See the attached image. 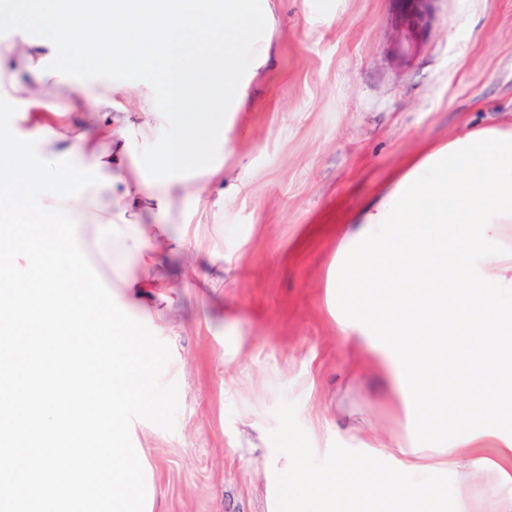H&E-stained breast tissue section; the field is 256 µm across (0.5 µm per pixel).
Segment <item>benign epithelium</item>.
Instances as JSON below:
<instances>
[{
	"label": "benign epithelium",
	"instance_id": "benign-epithelium-1",
	"mask_svg": "<svg viewBox=\"0 0 512 512\" xmlns=\"http://www.w3.org/2000/svg\"><path fill=\"white\" fill-rule=\"evenodd\" d=\"M432 0H393L387 52L398 67L419 52L430 20Z\"/></svg>",
	"mask_w": 512,
	"mask_h": 512
}]
</instances>
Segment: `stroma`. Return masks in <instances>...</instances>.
<instances>
[{
    "mask_svg": "<svg viewBox=\"0 0 512 512\" xmlns=\"http://www.w3.org/2000/svg\"><path fill=\"white\" fill-rule=\"evenodd\" d=\"M389 0H284L277 63L224 152L243 187L198 232L235 262L216 289L189 282L203 260L166 256L174 308L138 319L169 345L174 431L135 421L155 512H268L265 448L288 439L306 464L390 440L415 448L402 397L369 336L347 335L326 290L347 217L406 159L462 125L512 114V0H434L419 56L395 69ZM138 75L86 68L78 85Z\"/></svg>",
    "mask_w": 512,
    "mask_h": 512,
    "instance_id": "1",
    "label": "stroma"
}]
</instances>
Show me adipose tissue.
<instances>
[{"mask_svg":"<svg viewBox=\"0 0 512 512\" xmlns=\"http://www.w3.org/2000/svg\"><path fill=\"white\" fill-rule=\"evenodd\" d=\"M281 0H0V27L38 24L37 41L0 53V74L33 66L44 49L60 68L88 65L158 76L167 101L138 89L133 106L77 88L68 107L51 99L10 101L32 132L49 130L46 158L71 152L98 166L109 186L89 187L65 208L92 227L97 249L115 258L109 288L121 305L153 300L167 276L163 252H206L188 229L161 223L173 197L186 190L180 174L202 169L227 204L239 176L222 156L235 120L250 104V83L273 68L271 51ZM199 109L185 111L187 99ZM93 107L96 125L72 137L64 111ZM178 134L156 146L152 175L129 155L131 140L151 142L158 129ZM512 121L466 126L441 145L415 153L384 189L348 221L329 283L354 318L353 333L373 336L395 377L414 428L433 456L403 450L400 466L367 455L339 457L308 469L306 449L285 442L268 449L278 484L273 512H512ZM489 415L503 423L495 459L462 452L448 434ZM494 468L495 494L449 502L431 471Z\"/></svg>","mask_w":512,"mask_h":512,"instance_id":"obj_1","label":"adipose tissue"}]
</instances>
